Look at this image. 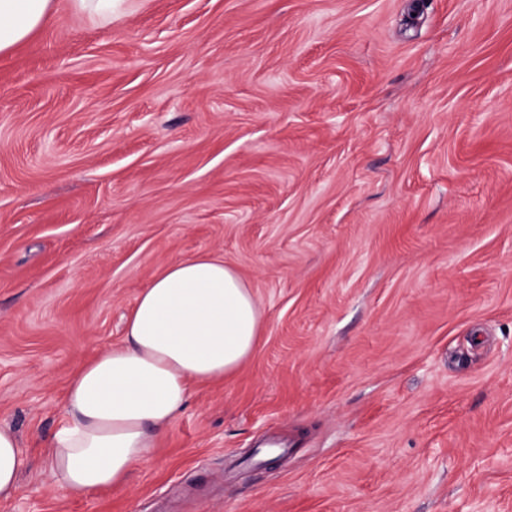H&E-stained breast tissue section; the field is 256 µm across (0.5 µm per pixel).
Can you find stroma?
Wrapping results in <instances>:
<instances>
[{
  "instance_id": "35a3bbf8",
  "label": "stroma",
  "mask_w": 512,
  "mask_h": 512,
  "mask_svg": "<svg viewBox=\"0 0 512 512\" xmlns=\"http://www.w3.org/2000/svg\"><path fill=\"white\" fill-rule=\"evenodd\" d=\"M264 313L125 483L46 449L147 282ZM0 512H512V0H68L0 56ZM119 2L122 0H70V6L78 14L108 19L112 17L114 9L120 6ZM20 442L15 431L0 426V499L7 500L19 491V475L24 467Z\"/></svg>"
}]
</instances>
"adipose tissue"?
Instances as JSON below:
<instances>
[{"label": "adipose tissue", "mask_w": 512, "mask_h": 512, "mask_svg": "<svg viewBox=\"0 0 512 512\" xmlns=\"http://www.w3.org/2000/svg\"><path fill=\"white\" fill-rule=\"evenodd\" d=\"M56 0H0V54L43 27ZM262 331L251 288L223 259L171 262L142 289L123 345L100 352L67 383L65 422L48 451L58 487L82 496L123 483L146 464L183 412L193 384L223 380L250 357ZM15 431L0 426V499L19 491Z\"/></svg>", "instance_id": "ef3b65f1"}]
</instances>
